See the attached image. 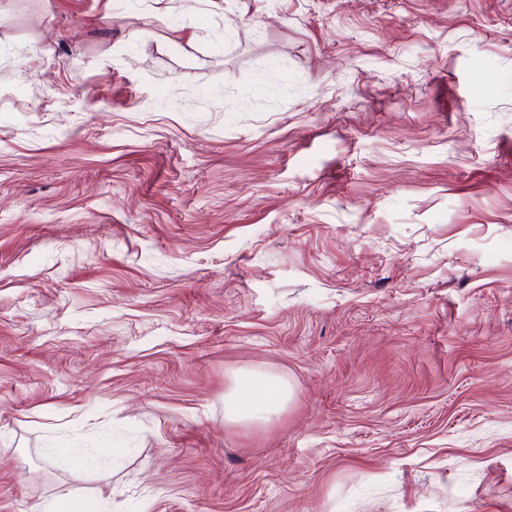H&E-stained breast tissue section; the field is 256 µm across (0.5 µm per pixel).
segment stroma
<instances>
[{
    "instance_id": "35a3bbf8",
    "label": "stroma",
    "mask_w": 512,
    "mask_h": 512,
    "mask_svg": "<svg viewBox=\"0 0 512 512\" xmlns=\"http://www.w3.org/2000/svg\"><path fill=\"white\" fill-rule=\"evenodd\" d=\"M0 15V512H512V0ZM290 396V386L282 377L240 372L233 375L224 395V415L233 423L268 421L283 411Z\"/></svg>"
}]
</instances>
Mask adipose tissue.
Segmentation results:
<instances>
[{
  "label": "adipose tissue",
  "instance_id": "1",
  "mask_svg": "<svg viewBox=\"0 0 512 512\" xmlns=\"http://www.w3.org/2000/svg\"><path fill=\"white\" fill-rule=\"evenodd\" d=\"M290 396L282 377L240 372L233 375L224 395V415L233 423L263 422L282 412Z\"/></svg>",
  "mask_w": 512,
  "mask_h": 512
}]
</instances>
